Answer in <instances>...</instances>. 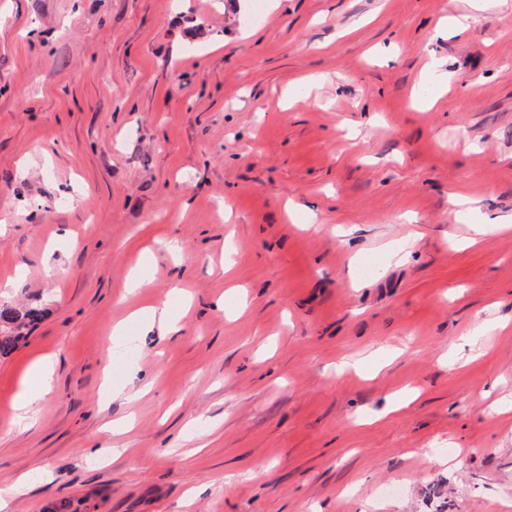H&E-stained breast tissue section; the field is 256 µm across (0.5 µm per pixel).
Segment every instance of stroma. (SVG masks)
Here are the masks:
<instances>
[{"label": "stroma", "instance_id": "35a3bbf8", "mask_svg": "<svg viewBox=\"0 0 512 512\" xmlns=\"http://www.w3.org/2000/svg\"><path fill=\"white\" fill-rule=\"evenodd\" d=\"M224 3L0 0L6 512H512V0ZM39 316L38 309L20 313L17 309L0 306V357L12 353L26 336L23 330ZM54 362L50 358H39L30 367L28 375L14 400L18 423L25 424L32 417L34 404L50 392Z\"/></svg>", "mask_w": 512, "mask_h": 512}]
</instances>
